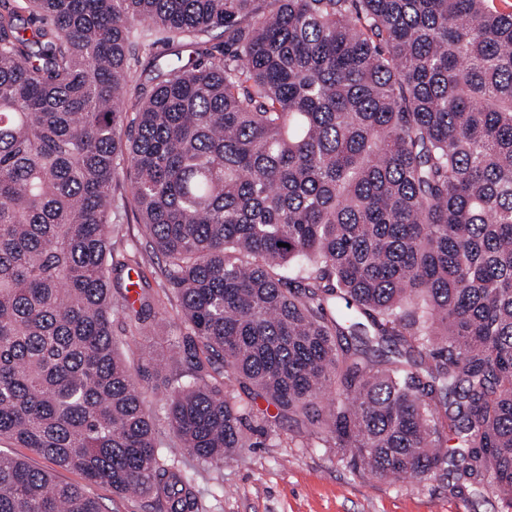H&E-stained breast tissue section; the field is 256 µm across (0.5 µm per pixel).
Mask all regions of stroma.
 <instances>
[{
    "mask_svg": "<svg viewBox=\"0 0 512 512\" xmlns=\"http://www.w3.org/2000/svg\"><path fill=\"white\" fill-rule=\"evenodd\" d=\"M112 242L116 259L135 262L131 270L113 272L114 284L136 280L148 288L162 316L178 322L180 309L166 277L165 260L154 253L134 202H127ZM124 324L123 316L114 317L118 352L142 386L145 406L158 419L159 431L167 432L164 382L179 368L155 369L140 346L126 339ZM255 407L256 447L244 449L218 469L203 470L192 457L181 458V468L194 480L202 512H502L498 495L480 487L449 493L443 471L428 480L399 482L354 471L338 460L335 449L291 444L285 420L275 428L276 439H268L261 418L266 404L259 400Z\"/></svg>",
    "mask_w": 512,
    "mask_h": 512,
    "instance_id": "obj_1",
    "label": "stroma"
}]
</instances>
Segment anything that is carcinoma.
<instances>
[{
    "label": "carcinoma",
    "mask_w": 512,
    "mask_h": 512,
    "mask_svg": "<svg viewBox=\"0 0 512 512\" xmlns=\"http://www.w3.org/2000/svg\"><path fill=\"white\" fill-rule=\"evenodd\" d=\"M137 22L191 55L130 96ZM121 177L185 329L168 444L112 333L152 349ZM246 390L512 508V0H0V441L82 479L0 452V512H199L179 459L254 447ZM89 493L101 501L108 512H164L158 502L153 498H139L135 500L120 498L102 486L89 488Z\"/></svg>",
    "instance_id": "1"
}]
</instances>
